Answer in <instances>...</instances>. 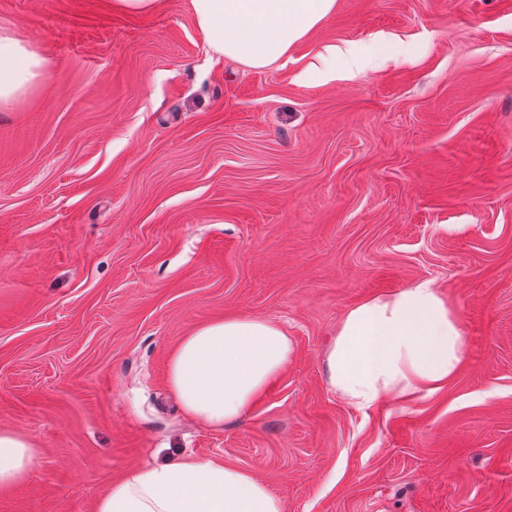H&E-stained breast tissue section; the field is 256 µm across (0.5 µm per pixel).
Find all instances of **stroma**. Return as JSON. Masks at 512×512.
<instances>
[{
    "mask_svg": "<svg viewBox=\"0 0 512 512\" xmlns=\"http://www.w3.org/2000/svg\"><path fill=\"white\" fill-rule=\"evenodd\" d=\"M46 60L0 106V428L40 454L0 512H93L129 471H250L285 512H512V0H336L265 69L213 55L187 0H0ZM372 58L314 73L327 46ZM429 278L458 374L363 412L325 354L361 300ZM283 327L240 420L167 387L194 327Z\"/></svg>",
    "mask_w": 512,
    "mask_h": 512,
    "instance_id": "stroma-1",
    "label": "stroma"
}]
</instances>
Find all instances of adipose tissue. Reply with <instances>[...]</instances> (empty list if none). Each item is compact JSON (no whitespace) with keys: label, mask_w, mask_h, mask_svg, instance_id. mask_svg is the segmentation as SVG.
Here are the masks:
<instances>
[{"label":"adipose tissue","mask_w":512,"mask_h":512,"mask_svg":"<svg viewBox=\"0 0 512 512\" xmlns=\"http://www.w3.org/2000/svg\"><path fill=\"white\" fill-rule=\"evenodd\" d=\"M215 55L254 68L273 65L336 8V0H189ZM46 62L0 31V105L23 96ZM465 337L458 312L435 282L376 295L340 319L326 355L329 389L368 410L432 394L456 375ZM292 343L276 323L227 316L192 329L168 358L167 382L184 413L220 428L249 411L288 365ZM37 447L18 429H0V490L27 477ZM95 512H284L281 499L250 472L187 457L135 469L98 498Z\"/></svg>","instance_id":"ef3b65f1"}]
</instances>
